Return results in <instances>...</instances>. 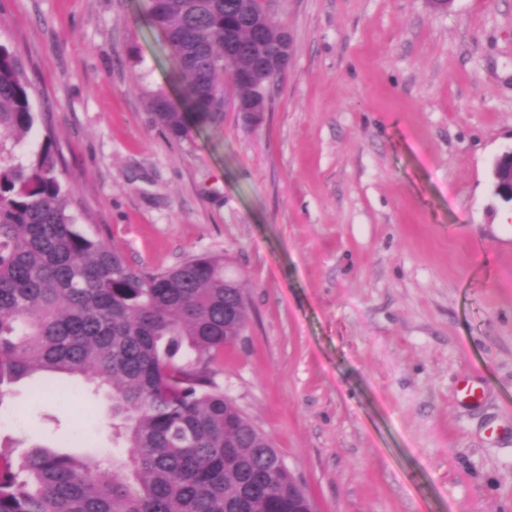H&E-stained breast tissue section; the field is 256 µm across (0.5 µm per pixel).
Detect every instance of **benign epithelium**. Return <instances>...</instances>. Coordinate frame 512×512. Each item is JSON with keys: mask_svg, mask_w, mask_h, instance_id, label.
Returning <instances> with one entry per match:
<instances>
[{"mask_svg": "<svg viewBox=\"0 0 512 512\" xmlns=\"http://www.w3.org/2000/svg\"><path fill=\"white\" fill-rule=\"evenodd\" d=\"M268 10L250 17V27L260 49L253 53L249 67L240 71L231 68L228 77L231 84L238 82L257 87L263 96L249 99H233L236 111L243 113L247 120L257 122L266 111L267 87L274 76L288 70L292 60V40L288 29H280L274 36H268L266 22ZM491 183L496 195L502 199L512 197V149L495 158L491 167Z\"/></svg>", "mask_w": 512, "mask_h": 512, "instance_id": "obj_1", "label": "benign epithelium"}]
</instances>
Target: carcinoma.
<instances>
[{"instance_id":"carcinoma-1","label":"carcinoma","mask_w":512,"mask_h":512,"mask_svg":"<svg viewBox=\"0 0 512 512\" xmlns=\"http://www.w3.org/2000/svg\"><path fill=\"white\" fill-rule=\"evenodd\" d=\"M259 0H152L184 83V107L156 96L170 136L223 119L224 27L248 39ZM31 85L0 43V404L37 374L84 378L109 392L106 422L126 454L102 461L36 444L21 462L0 446V512H304L306 496L271 438L214 381L247 324L224 255L162 270L77 227L52 139L27 163L13 150L33 129ZM233 317L224 319V311Z\"/></svg>"}]
</instances>
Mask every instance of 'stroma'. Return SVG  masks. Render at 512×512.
<instances>
[{
  "instance_id": "35a3bbf8",
  "label": "stroma",
  "mask_w": 512,
  "mask_h": 512,
  "mask_svg": "<svg viewBox=\"0 0 512 512\" xmlns=\"http://www.w3.org/2000/svg\"><path fill=\"white\" fill-rule=\"evenodd\" d=\"M292 63L259 122L172 139L150 103L183 101L149 0H0L79 227L129 264L224 256L248 321L215 381L317 512H512V0H271ZM472 375L485 403L459 406ZM14 384L0 444L69 435L116 453L107 402L57 377ZM491 183L496 195L505 202L512 198V149L495 158L491 167Z\"/></svg>"
}]
</instances>
